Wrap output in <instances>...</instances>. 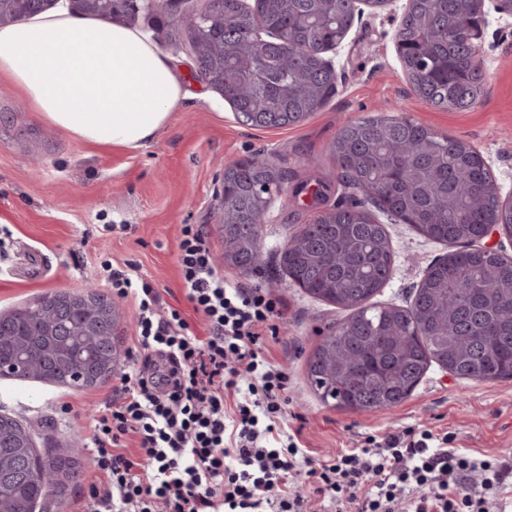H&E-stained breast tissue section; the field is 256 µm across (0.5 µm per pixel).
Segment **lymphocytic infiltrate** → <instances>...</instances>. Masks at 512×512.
<instances>
[{
	"label": "lymphocytic infiltrate",
	"instance_id": "1",
	"mask_svg": "<svg viewBox=\"0 0 512 512\" xmlns=\"http://www.w3.org/2000/svg\"><path fill=\"white\" fill-rule=\"evenodd\" d=\"M176 263L187 313L133 270L103 267L137 320L119 397L91 422L83 512H316L318 501L339 512H512V461L428 429L309 456L300 431L282 427L288 377L261 348L281 300L227 279L203 225L182 226Z\"/></svg>",
	"mask_w": 512,
	"mask_h": 512
}]
</instances>
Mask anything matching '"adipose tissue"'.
Wrapping results in <instances>:
<instances>
[{"label": "adipose tissue", "mask_w": 512, "mask_h": 512, "mask_svg": "<svg viewBox=\"0 0 512 512\" xmlns=\"http://www.w3.org/2000/svg\"><path fill=\"white\" fill-rule=\"evenodd\" d=\"M71 138L138 149L184 96L170 58L138 29L66 10L0 27V78Z\"/></svg>", "instance_id": "1"}]
</instances>
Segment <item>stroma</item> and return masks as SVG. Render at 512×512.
Returning a JSON list of instances; mask_svg holds the SVG:
<instances>
[{
  "instance_id": "obj_1",
  "label": "stroma",
  "mask_w": 512,
  "mask_h": 512,
  "mask_svg": "<svg viewBox=\"0 0 512 512\" xmlns=\"http://www.w3.org/2000/svg\"><path fill=\"white\" fill-rule=\"evenodd\" d=\"M405 0L365 10L333 59L336 91L308 118L279 129H254L236 119L217 90L197 79L187 45L160 42L187 96L166 128L138 149L87 144L31 111L0 81V311L55 291L101 290L104 261L136 267L167 304L188 309L176 267L182 225H206L216 257L224 255L216 194L225 164L259 157L288 173L289 184L332 181L327 205L368 206L361 192L336 178L328 147L347 122L375 115L410 118L463 139L489 163L501 198H512V19L489 13L479 44L486 95L467 111L440 109L412 89L398 60L394 34ZM318 207L302 198H275L261 226L262 257L254 271L224 265L227 278L269 289L283 302L275 335L264 351L288 374L285 424L322 458L365 437L412 428L453 435L455 447L512 457V380L477 382L431 366L400 406L369 412L323 402L307 378V361L345 311L303 293L276 262V253ZM112 232H104V225ZM396 259L381 304L409 305L427 267L447 247L410 225L385 220ZM118 378L79 388L0 377V411L30 427L39 452L85 448L95 411L115 398Z\"/></svg>"
}]
</instances>
